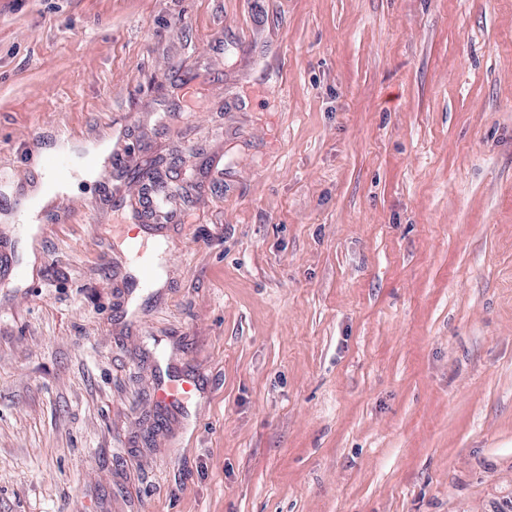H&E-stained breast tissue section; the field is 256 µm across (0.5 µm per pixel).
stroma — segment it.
<instances>
[{
    "label": "stroma",
    "instance_id": "35a3bbf8",
    "mask_svg": "<svg viewBox=\"0 0 512 512\" xmlns=\"http://www.w3.org/2000/svg\"><path fill=\"white\" fill-rule=\"evenodd\" d=\"M1 167L0 512H512V0H0ZM73 173L74 175L67 179L56 177L50 172L43 173V182H50L54 187L51 195L43 198V203H46L53 194L67 191L68 186L72 185L77 180H92L94 178L95 168L87 165L83 159H77L73 166ZM196 388L193 379H183L177 384L167 387L160 393V401H168L170 403H181L189 400Z\"/></svg>",
    "mask_w": 512,
    "mask_h": 512
}]
</instances>
